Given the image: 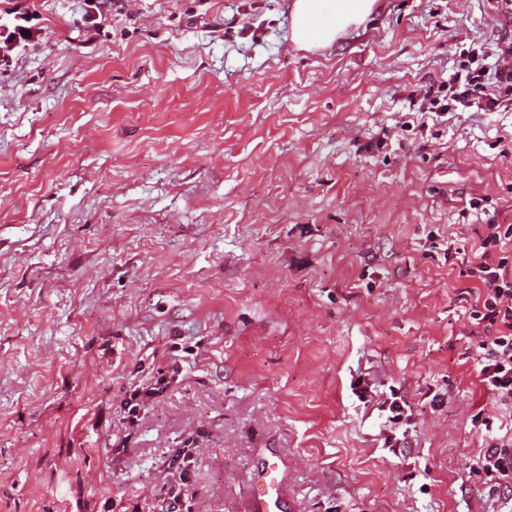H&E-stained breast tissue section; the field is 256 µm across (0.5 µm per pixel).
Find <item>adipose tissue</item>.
<instances>
[{"mask_svg":"<svg viewBox=\"0 0 512 512\" xmlns=\"http://www.w3.org/2000/svg\"><path fill=\"white\" fill-rule=\"evenodd\" d=\"M375 0H293L292 39L301 46L332 44L341 32L365 20Z\"/></svg>","mask_w":512,"mask_h":512,"instance_id":"ef3b65f1","label":"adipose tissue"}]
</instances>
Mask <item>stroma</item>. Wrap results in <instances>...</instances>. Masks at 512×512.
Here are the masks:
<instances>
[{
  "instance_id": "stroma-1",
  "label": "stroma",
  "mask_w": 512,
  "mask_h": 512,
  "mask_svg": "<svg viewBox=\"0 0 512 512\" xmlns=\"http://www.w3.org/2000/svg\"><path fill=\"white\" fill-rule=\"evenodd\" d=\"M29 5L42 43L0 69V512L143 502L179 448L200 512H248L272 453L283 512H512L476 470L512 406L448 256L512 225V111L413 98L512 38L502 0H376L311 50L291 0H127L92 32L86 0ZM161 380H157L156 383H140L135 385L131 391L129 398L125 399L124 407L127 409V428H133L136 422L140 419L139 414L141 410H145L151 400L158 395L164 388L159 387Z\"/></svg>"
}]
</instances>
